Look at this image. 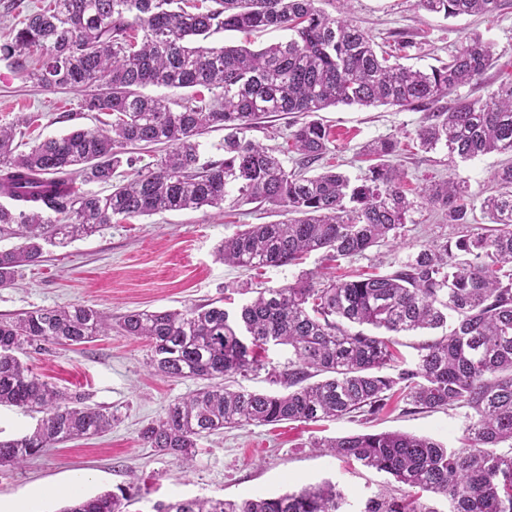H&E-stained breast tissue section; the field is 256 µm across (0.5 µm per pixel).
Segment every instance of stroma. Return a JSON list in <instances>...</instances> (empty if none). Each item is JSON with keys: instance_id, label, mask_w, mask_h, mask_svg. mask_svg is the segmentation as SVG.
I'll list each match as a JSON object with an SVG mask.
<instances>
[{"instance_id": "1", "label": "stroma", "mask_w": 512, "mask_h": 512, "mask_svg": "<svg viewBox=\"0 0 512 512\" xmlns=\"http://www.w3.org/2000/svg\"><path fill=\"white\" fill-rule=\"evenodd\" d=\"M347 7L376 43L397 32L415 34L423 47L413 51L409 63L419 68L447 60L466 33L477 32L490 41L493 66L479 82L459 87L455 97L485 96L512 78V9L447 19L415 9L414 0H349ZM455 97L442 99L441 107L453 106ZM82 99L81 92L68 87L41 89L10 61L0 59V124L34 117L25 142L74 128H96L97 115L83 110ZM321 117L336 139L338 171L354 182L369 167L364 146L380 138L398 141L394 162L415 192L453 172L467 181L474 199H481L490 192L491 176L504 161L497 154L454 161L444 147L423 151L415 139L422 119L418 111L339 105L322 111ZM283 218L280 209L254 203L113 219L91 236L64 247H46L41 262L19 267L14 284L0 288V319L74 303L95 306L117 318L141 309L182 310L226 294L233 307H240L250 300V288L291 283L300 269L316 271L325 265L318 252L311 253L300 269L267 267L253 272L217 260L218 245L244 225L272 224ZM448 232L440 212L418 205L407 218L402 247L371 249L344 268L392 271L412 247ZM150 355L147 341L117 333L80 346H49L29 353L27 363L41 380L83 394L87 404L112 412L116 420L98 436L66 442L22 468L0 471V504L27 500L34 512H60L71 497H93L123 487L143 492L140 508L150 512L158 501L272 497L329 480L344 493L348 512H359L367 498L382 490L385 475L320 453L310 448L311 440L402 431L456 449L462 446L464 409L413 412L404 402L394 401L368 418L225 430L199 440L192 467L184 474L170 457L146 448L139 432L162 417L170 401L197 384L153 375Z\"/></svg>"}]
</instances>
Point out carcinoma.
<instances>
[{
    "mask_svg": "<svg viewBox=\"0 0 512 512\" xmlns=\"http://www.w3.org/2000/svg\"><path fill=\"white\" fill-rule=\"evenodd\" d=\"M320 0H43L0 43V57L19 63L37 52L26 78L43 89L83 92L82 108L112 116L94 130L50 137L25 153L13 147L16 125H0V288L16 269L40 261L44 245L88 237L112 217L259 203L288 218L249 224L217 248L219 260L246 269L298 266L324 251L333 261L402 244L416 206L405 173L388 161L399 151L387 138L365 154L379 163L359 185L333 166L308 174L335 150L317 113L338 105L392 106L423 112L421 147L439 146L462 161L512 154V81L485 98L437 103L492 65L494 48L467 34L448 61L428 69L401 63L416 42L399 33L378 52L373 37L346 11ZM446 18L492 15L512 0H415ZM275 29L288 38L258 50L207 46L221 31ZM204 88L172 108L147 87ZM269 114L288 122L285 167L272 149L248 136ZM224 130V159L201 161L199 138ZM164 146L139 167L135 150ZM133 177L114 182L122 165ZM104 183L100 196L74 188ZM494 193L480 201L492 226H473L467 182L450 174L418 192L448 215L455 236L427 242L386 274L324 276L302 271L294 282L258 288L238 310L224 300L184 310H135L118 320L87 304L38 308L0 319V406L40 415L32 433L0 440V469H18L56 445L103 433L113 416L79 394L48 385L22 357L45 345L72 347L112 330L151 346L150 366L175 380L209 384L168 404L141 430L144 445L186 468L197 441L225 428L316 423L372 415L398 394L416 410L467 408L461 450L402 432L314 440L338 458L389 475L409 492H381L359 512H512V160L495 172ZM444 331L418 347L411 365L399 359L395 336ZM288 345L293 359L272 370L283 393H259L236 380L262 366L266 346ZM508 446L503 451L501 447ZM141 497L124 489L78 499L61 512H132ZM345 495L324 482L276 497L195 498L156 502L152 512H343Z\"/></svg>",
    "mask_w": 512,
    "mask_h": 512,
    "instance_id": "1",
    "label": "carcinoma"
}]
</instances>
